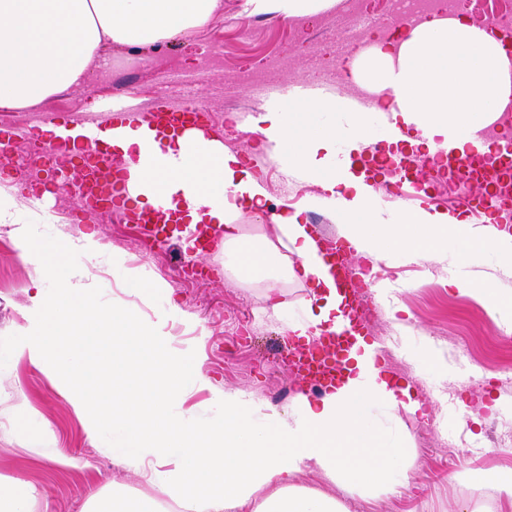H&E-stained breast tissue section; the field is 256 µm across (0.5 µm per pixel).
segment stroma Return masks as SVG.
<instances>
[{
    "instance_id": "obj_1",
    "label": "stroma",
    "mask_w": 512,
    "mask_h": 512,
    "mask_svg": "<svg viewBox=\"0 0 512 512\" xmlns=\"http://www.w3.org/2000/svg\"><path fill=\"white\" fill-rule=\"evenodd\" d=\"M223 5V14L208 28L177 37L159 50L137 58L113 51L111 70L93 73L89 90L57 94L43 109L79 114L89 93L112 104V85L119 81L137 110L147 111L168 96L161 83L163 73L203 69L207 81L200 86L198 99L207 108L208 124L220 132L226 116L236 118L234 136L225 140V148L262 169L269 206L283 201L304 206L320 195V188L286 176L281 165L255 147L259 135L253 120L276 108V101L247 96L240 84L245 79L264 83L291 71L299 75L311 71L315 62L303 54L302 46L328 40L345 15L346 0H337L331 10L306 20L301 30L292 21L271 15L243 19L241 0H223ZM199 42L209 44L206 56H198ZM27 151V143L18 141L16 169L0 170V184L9 179L21 187L17 196L21 222L34 225L47 242L96 231L105 249L89 272L105 305L135 307L148 318L171 311L173 348H195L206 374L227 388L255 393L277 411L287 410L300 382L281 363L279 352L288 341L285 323L301 313L309 296L302 282L289 278L287 270L278 272L276 285L288 307L277 316L264 309L266 281L241 282L226 273L223 252L206 251L193 260L195 274L176 276L182 250L178 235H170L163 248L144 260L133 223L105 208H83L70 190L34 207L29 201L31 187L51 180L52 174L45 170L29 175L24 166ZM116 252L139 267L140 279H128L122 268L113 266ZM201 269L206 277H198ZM458 271L452 257L414 264L391 254L379 263L375 276L393 287L391 303L407 310L410 329L399 331L386 313L371 327L368 338L392 343L395 356L385 363L391 379L411 386L418 398L432 405L428 419L399 416L398 426L414 459L407 489L398 494L365 493L344 483H321L311 472L298 475L296 485L321 487L349 512H457L463 503L471 512H480L482 499L493 496L491 484L473 480L472 475L512 469V447H496L494 439L500 421L512 422V333L496 325L478 296L448 289L447 278ZM35 275V264L18 254L7 228L0 226V475L35 486L31 512H87L91 498L115 487L154 498L165 512H172L173 501L140 474L113 461L111 433L89 436L45 372L13 356L12 343L25 324L24 308ZM154 280L160 281V288L148 290ZM184 312L199 319L204 336L182 322ZM426 341L440 352L442 364L421 357L420 347ZM477 368L485 369L486 377H475Z\"/></svg>"
}]
</instances>
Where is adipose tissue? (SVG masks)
I'll use <instances>...</instances> for the list:
<instances>
[{
	"mask_svg": "<svg viewBox=\"0 0 512 512\" xmlns=\"http://www.w3.org/2000/svg\"><path fill=\"white\" fill-rule=\"evenodd\" d=\"M335 4L243 0L242 12L311 19ZM221 7L222 0H0V112L37 111L48 98L84 87L90 72L110 69L112 45L141 53L205 29ZM367 67L365 86L387 92L393 123L420 130L429 149L483 150V130L512 103V63L464 16L429 17L409 26L398 43H375ZM321 112L339 113L341 124L317 121ZM255 124L271 157L337 200L338 236L356 254L375 262L392 252L439 262L451 252L465 269L490 253L504 274L512 273V233L494 218L473 224L432 207H404L386 218L373 208L375 189L364 175L336 172L337 145L351 154L367 144L369 113L333 98H291ZM108 143L124 161L127 199L142 209L171 208L191 227L211 225L240 276L266 278L297 259L310 296L286 335L309 342L340 326L344 306L336 277L301 207L283 204L272 233L243 234L239 217L263 212L269 193L237 153L196 131L160 138L142 115L114 128ZM16 214L14 195L0 188V224L11 225L20 255L41 270L14 355L65 390L91 435L115 431L123 449L119 462L135 471L148 468L150 481L178 512H348L336 498L294 485L306 469L334 483H407L411 463L403 439L377 428L372 412L379 407L421 416L425 407L410 387L389 378L376 344L357 338L341 382L316 398L299 387L288 411L276 412L253 393L214 382L193 349L172 350L166 315L147 321L135 308L106 310L83 282L88 261L103 249L95 233L47 243ZM448 284L461 295L480 294L496 324L512 329V293L474 289L465 272ZM101 336L110 337L111 346L98 353L107 376L95 385L82 353ZM198 391L208 393L213 417L186 407L188 394Z\"/></svg>",
	"mask_w": 512,
	"mask_h": 512,
	"instance_id": "ef3b65f1",
	"label": "adipose tissue"
}]
</instances>
